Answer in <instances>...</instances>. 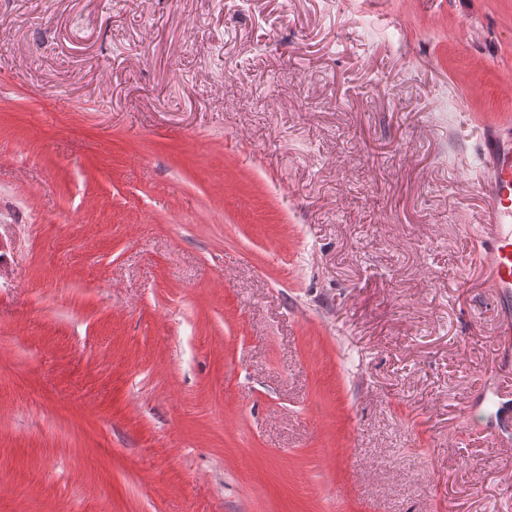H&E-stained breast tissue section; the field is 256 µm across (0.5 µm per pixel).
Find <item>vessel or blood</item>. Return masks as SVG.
<instances>
[{"mask_svg":"<svg viewBox=\"0 0 512 512\" xmlns=\"http://www.w3.org/2000/svg\"><path fill=\"white\" fill-rule=\"evenodd\" d=\"M482 164L488 170L485 192L489 199L486 224L480 225L478 265L499 307L502 335L512 334V137L497 128H485ZM474 410H488L502 435L512 434L503 415L512 409V393L495 381L486 382L473 402Z\"/></svg>","mask_w":512,"mask_h":512,"instance_id":"vessel-or-blood-1","label":"vessel or blood"}]
</instances>
